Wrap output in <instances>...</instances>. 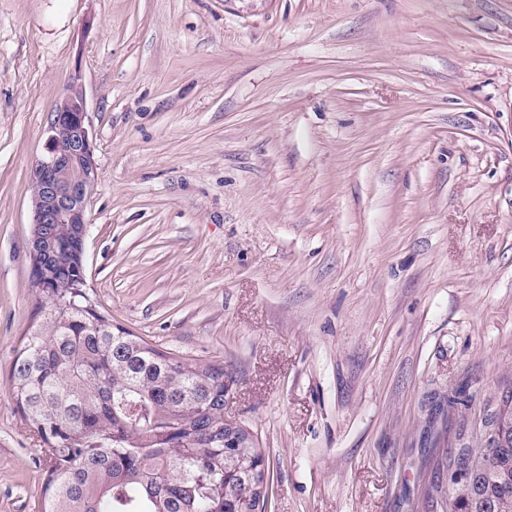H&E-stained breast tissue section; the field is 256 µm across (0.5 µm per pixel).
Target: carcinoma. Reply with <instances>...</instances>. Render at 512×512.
I'll return each instance as SVG.
<instances>
[{
  "label": "carcinoma",
  "mask_w": 512,
  "mask_h": 512,
  "mask_svg": "<svg viewBox=\"0 0 512 512\" xmlns=\"http://www.w3.org/2000/svg\"><path fill=\"white\" fill-rule=\"evenodd\" d=\"M11 371L13 394L44 440V512H252L266 507L269 463L256 443L226 450L205 434L224 419V370L165 353L112 324L74 288L59 243ZM497 442L437 459L428 489L440 512H512V413L478 419ZM465 477L447 484L454 451Z\"/></svg>",
  "instance_id": "cac0c4a2"
}]
</instances>
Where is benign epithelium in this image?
Wrapping results in <instances>:
<instances>
[{
    "mask_svg": "<svg viewBox=\"0 0 512 512\" xmlns=\"http://www.w3.org/2000/svg\"><path fill=\"white\" fill-rule=\"evenodd\" d=\"M98 178L86 98L79 74L59 96L47 128L45 154L32 169V234L28 244L30 274L44 267L58 243L39 232L44 224L63 225L73 266L86 286L87 210Z\"/></svg>",
    "mask_w": 512,
    "mask_h": 512,
    "instance_id": "1",
    "label": "benign epithelium"
}]
</instances>
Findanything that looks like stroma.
Instances as JSON below:
<instances>
[{"label": "stroma", "mask_w": 512, "mask_h": 512, "mask_svg": "<svg viewBox=\"0 0 512 512\" xmlns=\"http://www.w3.org/2000/svg\"><path fill=\"white\" fill-rule=\"evenodd\" d=\"M76 72L99 306L223 365L267 512H429L445 430L512 383V0H0V512L43 509L11 368Z\"/></svg>", "instance_id": "35a3bbf8"}]
</instances>
